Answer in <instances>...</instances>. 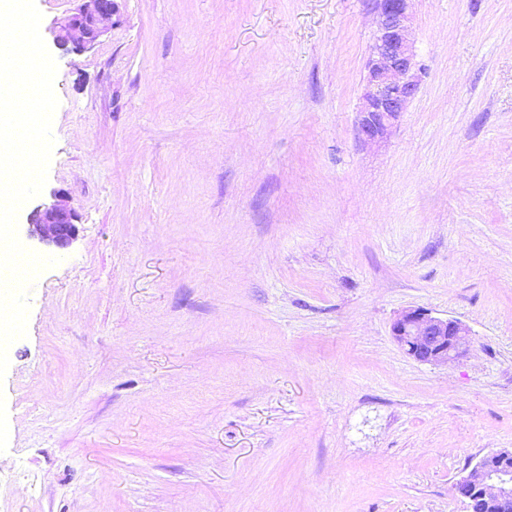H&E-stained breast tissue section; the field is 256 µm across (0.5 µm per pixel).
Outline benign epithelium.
Listing matches in <instances>:
<instances>
[{"label":"benign epithelium","instance_id":"obj_1","mask_svg":"<svg viewBox=\"0 0 512 512\" xmlns=\"http://www.w3.org/2000/svg\"><path fill=\"white\" fill-rule=\"evenodd\" d=\"M409 2L376 0L379 23L367 62L358 123L359 135L369 142L387 135L419 88ZM115 9V0H78L74 12L56 22L54 44L91 47L105 32ZM73 218V212L62 204L38 205L27 216L28 236L65 248L76 237ZM392 335L413 359L446 364L465 351L470 330L458 320L435 317L416 308L396 318ZM454 490L471 506L482 500L495 505L497 512H512V451L499 449L483 456L455 483Z\"/></svg>","mask_w":512,"mask_h":512}]
</instances>
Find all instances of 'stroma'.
Listing matches in <instances>:
<instances>
[{"label": "stroma", "mask_w": 512, "mask_h": 512, "mask_svg": "<svg viewBox=\"0 0 512 512\" xmlns=\"http://www.w3.org/2000/svg\"><path fill=\"white\" fill-rule=\"evenodd\" d=\"M45 44L76 0H36ZM420 85L358 135L375 0H117L53 49L57 258L0 379V512H469L512 449V0H410ZM77 215L71 246L27 235ZM471 332L446 365L392 335ZM396 342L413 359L423 363L448 364L463 353L470 330L462 322L432 316L422 308L408 309L392 325ZM512 451L499 449L483 456L459 479L454 490L468 500L469 507L479 501L491 503L498 512L512 511Z\"/></svg>", "instance_id": "1"}]
</instances>
